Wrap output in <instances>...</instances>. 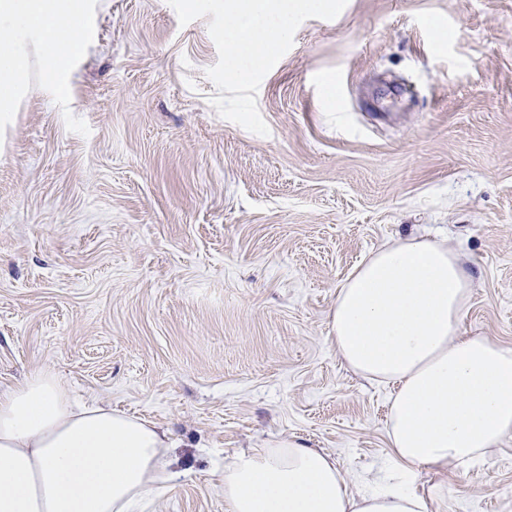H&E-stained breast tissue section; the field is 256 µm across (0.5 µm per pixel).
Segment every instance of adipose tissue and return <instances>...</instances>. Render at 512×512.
<instances>
[{"label": "adipose tissue", "instance_id": "1", "mask_svg": "<svg viewBox=\"0 0 512 512\" xmlns=\"http://www.w3.org/2000/svg\"><path fill=\"white\" fill-rule=\"evenodd\" d=\"M85 0H0V125L29 62L64 83L85 30ZM471 281L457 252L426 238L385 244L340 285L329 314L337 352L390 386L391 471L351 492L327 454L266 440L224 466L225 512H430L420 469H467L512 437V347L465 336ZM169 430L97 401L75 402L52 370L0 392V512H134L166 481Z\"/></svg>", "mask_w": 512, "mask_h": 512}]
</instances>
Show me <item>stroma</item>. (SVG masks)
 Returning a JSON list of instances; mask_svg holds the SVG:
<instances>
[{
  "label": "stroma",
  "instance_id": "1",
  "mask_svg": "<svg viewBox=\"0 0 512 512\" xmlns=\"http://www.w3.org/2000/svg\"><path fill=\"white\" fill-rule=\"evenodd\" d=\"M88 5L66 86L31 70L0 152V389L49 368L170 429L166 489L140 512H225L216 464L278 437L363 489L390 454V390L330 338L354 266L441 241L472 281L463 335L512 347V0L304 21L261 83L265 137L209 102L207 19ZM437 485L438 512H512V437L413 487Z\"/></svg>",
  "mask_w": 512,
  "mask_h": 512
}]
</instances>
